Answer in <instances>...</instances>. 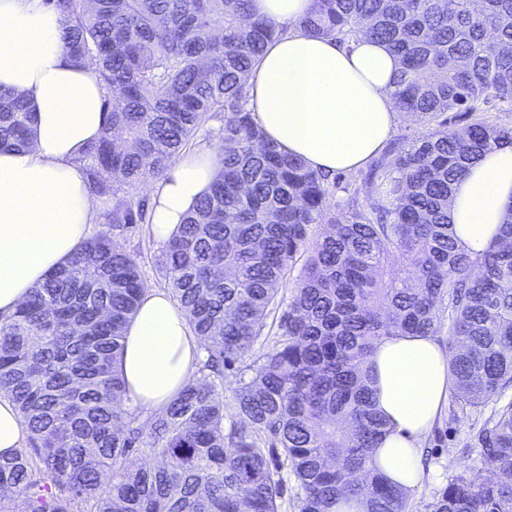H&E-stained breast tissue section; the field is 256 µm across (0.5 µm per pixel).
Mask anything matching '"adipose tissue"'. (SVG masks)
Here are the masks:
<instances>
[{
    "label": "adipose tissue",
    "instance_id": "1",
    "mask_svg": "<svg viewBox=\"0 0 512 512\" xmlns=\"http://www.w3.org/2000/svg\"><path fill=\"white\" fill-rule=\"evenodd\" d=\"M313 0H251L254 16L283 29L248 81V106L267 140L314 170L364 166L396 124L393 76L384 44L362 36L346 44L305 32ZM63 19L43 0H0V86L34 113L32 143L0 151V317L11 316L101 226V212L79 163L103 130L106 91L92 66L73 65L61 41ZM222 160L219 144L182 155L151 184L154 240L169 241ZM512 214V142L479 157L455 184L451 218L457 245L478 256L497 243ZM203 356L170 292L148 287L128 321L119 368L124 397L146 412L163 409ZM451 355L428 334L383 338L370 356L373 403L388 423L371 465L411 493L422 477L420 443L448 405Z\"/></svg>",
    "mask_w": 512,
    "mask_h": 512
}]
</instances>
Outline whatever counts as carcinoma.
Returning <instances> with one entry per match:
<instances>
[{"label":"carcinoma","mask_w":512,"mask_h":512,"mask_svg":"<svg viewBox=\"0 0 512 512\" xmlns=\"http://www.w3.org/2000/svg\"><path fill=\"white\" fill-rule=\"evenodd\" d=\"M63 49L94 61L103 136L79 163L105 223H150L135 191L212 134L224 152L210 192L157 262L204 353L163 410L121 403L124 329L142 290L137 259L99 233L0 320V393L30 447L0 456V512H280L290 469L300 512H404L406 495L369 466L387 430L367 360L384 337L441 329L455 398L477 408L512 389V215L475 258L454 238L449 202L468 165L512 125V0H313L300 25L347 43L362 34L400 59L398 112L425 127L400 141L358 192L281 152L255 125L246 82L282 29L249 0H45ZM449 112L465 120L448 126ZM219 122L217 128L211 122ZM32 112L0 89V150L29 143ZM321 226L317 233L314 225ZM405 258L394 269L395 254ZM306 255L290 297L291 264ZM270 351L224 410V369L264 336ZM494 478L453 476L432 512H512V401L473 436ZM133 451L159 459L128 464Z\"/></svg>","instance_id":"cac0c4a2"}]
</instances>
